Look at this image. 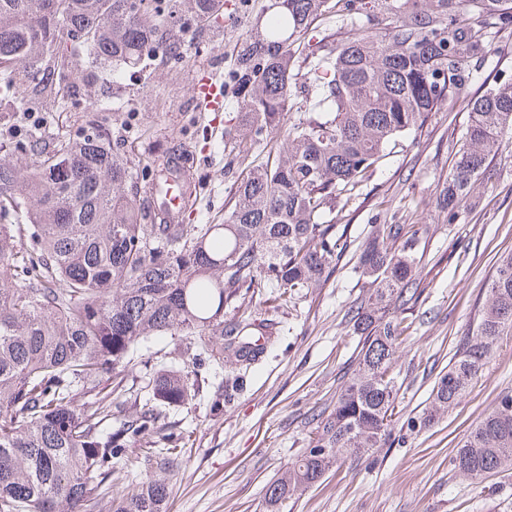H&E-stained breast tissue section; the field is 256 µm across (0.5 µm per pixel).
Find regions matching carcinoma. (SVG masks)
<instances>
[{"mask_svg": "<svg viewBox=\"0 0 512 512\" xmlns=\"http://www.w3.org/2000/svg\"><path fill=\"white\" fill-rule=\"evenodd\" d=\"M38 0H0V100L18 112L66 106L76 93L62 65L79 57L95 80L183 58L185 24L208 26L224 0H55L59 16L39 14ZM341 7L349 35H318L296 69L295 43ZM396 17L370 26L371 13ZM512 30V0H282L272 17L242 37L224 80L242 112L225 131L227 164L246 175L227 188L218 224H168L162 203H137V170L98 128L57 138L47 150L16 144L36 159L21 173L0 158V512H166L174 459L145 457L138 487L120 489L132 465L128 442L161 429L166 411L200 385L178 368L149 373L154 405L104 391L156 336H178L192 359L224 356L248 367L266 352L269 325L253 316L224 322L271 283L293 302L336 269L349 243L332 214L347 205L399 138L429 115L454 107L475 81L473 59L488 56L489 30ZM308 80L298 105L293 85ZM300 109L298 119L285 116ZM468 124L439 200L453 222L467 206L503 137L512 134V78L466 101ZM287 143L274 147L283 125ZM195 151L181 144L144 169L162 188L183 179ZM416 234L404 224H373L353 267L372 292L349 309L360 335L357 362L296 459L266 485V512L319 482L334 467L372 448L393 447L392 416L402 387L384 378L403 321L423 292L415 277ZM512 328V251L502 254L472 336L430 393V405L406 421L418 432L452 409L483 372L500 336ZM82 398L81 405L75 404ZM132 419L107 435L112 408ZM452 464L472 479L512 470V393L459 443Z\"/></svg>", "mask_w": 512, "mask_h": 512, "instance_id": "carcinoma-1", "label": "carcinoma"}]
</instances>
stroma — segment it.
Masks as SVG:
<instances>
[{"mask_svg": "<svg viewBox=\"0 0 512 512\" xmlns=\"http://www.w3.org/2000/svg\"><path fill=\"white\" fill-rule=\"evenodd\" d=\"M274 0H224L215 20L222 34L189 28L179 63L124 74L117 84L81 91L65 112L15 114L0 105V141H16L31 129L45 138L78 137L95 125L132 164H144L158 147L182 138L196 145L190 181L201 186L193 224L220 222L224 189L241 173L224 167V130L239 121L232 97L220 112L199 114L192 84L203 73L223 81L232 49ZM491 54L469 96L512 78V34L489 39ZM467 123L464 105L432 113L423 129L401 138L362 183L357 197L337 209L335 222L351 242L342 268L309 289L296 307L276 306L271 289L254 295L247 312L274 320L264 355L238 373L234 364L193 366L177 337L153 339L151 363L199 369L210 392L170 409L166 426L180 453L170 481L167 512H265L267 483L305 448L311 418L335 402L357 357L358 338L347 312L369 290L352 267L371 225L409 224L417 229L418 276L424 287L398 347L393 371L403 385L396 424L426 406L438 373L470 336L486 299L497 257L512 250V137L506 138L475 184L476 207L448 221L437 188L456 149L450 134ZM512 391V331L500 337L483 373L466 395L431 428L399 446L375 448L346 461L315 487L285 502L282 512H512V473L474 481L453 469L459 442Z\"/></svg>", "mask_w": 512, "mask_h": 512, "instance_id": "obj_1", "label": "stroma"}]
</instances>
